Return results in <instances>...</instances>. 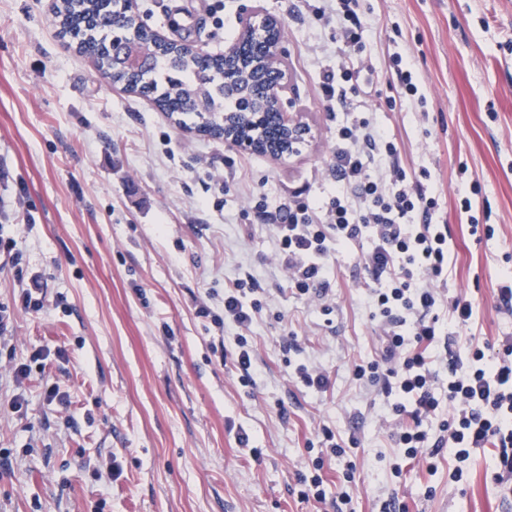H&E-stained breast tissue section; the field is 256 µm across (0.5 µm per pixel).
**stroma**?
<instances>
[{
    "label": "stroma",
    "mask_w": 512,
    "mask_h": 512,
    "mask_svg": "<svg viewBox=\"0 0 512 512\" xmlns=\"http://www.w3.org/2000/svg\"><path fill=\"white\" fill-rule=\"evenodd\" d=\"M174 2L135 0V11L151 30L212 54L251 11L276 18L286 97L310 135L276 160L201 134L101 78L61 36L49 0H0V168L9 173L0 310L10 318L0 453L13 461L0 475V512H336L335 458L320 471L324 502L303 497L299 481L315 471L306 444L323 425L361 440L353 512H379L392 492L407 512H512L493 447L476 450L460 483L448 477L446 448L392 480L386 409L352 377L382 334L365 301L366 244L337 250L326 314L293 297L270 227L277 210L335 196L336 127L373 109L405 169L429 168L436 181V218L451 243L441 293L475 302L466 337L512 334V309L498 297L512 270V0H362L366 70L332 110L321 81L347 59L334 19L304 0H191L195 25L184 34L167 20ZM396 52L421 97L394 108ZM463 189L471 215L495 226L492 240L470 235ZM245 273L266 304L249 335L247 387L232 361L237 328L199 312H221L225 287ZM32 279L43 307L22 303ZM13 363L28 367L22 383ZM298 363L324 371L328 388H298ZM48 377L66 403L45 399Z\"/></svg>",
    "instance_id": "35a3bbf8"
}]
</instances>
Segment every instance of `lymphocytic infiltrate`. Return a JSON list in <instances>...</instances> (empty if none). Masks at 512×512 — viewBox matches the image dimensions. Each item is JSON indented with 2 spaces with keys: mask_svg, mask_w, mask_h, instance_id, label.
<instances>
[{
  "mask_svg": "<svg viewBox=\"0 0 512 512\" xmlns=\"http://www.w3.org/2000/svg\"><path fill=\"white\" fill-rule=\"evenodd\" d=\"M346 48L363 38L359 0H327ZM398 145L364 112L336 128L331 171L336 196L324 208L289 207L273 230L278 256L296 297L324 301L333 248L363 239L370 246L361 261L372 285L368 303L383 331L380 359L357 365L355 380L377 386L398 423L392 438L402 459L449 448L450 476L462 481L476 449L499 450V483H512V336L495 344L466 342L446 360V377L431 369V354L443 331L434 310L448 303V320L468 327L472 301L462 295L442 299L448 282V227L436 223L438 201L429 170L408 176ZM263 310L252 275L224 292V313L215 324L240 329L235 363L244 384H252V349L245 336Z\"/></svg>",
  "mask_w": 512,
  "mask_h": 512,
  "instance_id": "f902f5d3",
  "label": "lymphocytic infiltrate"
}]
</instances>
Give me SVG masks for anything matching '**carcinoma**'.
<instances>
[{"mask_svg":"<svg viewBox=\"0 0 512 512\" xmlns=\"http://www.w3.org/2000/svg\"><path fill=\"white\" fill-rule=\"evenodd\" d=\"M56 14L62 36L72 39L79 52L92 57L103 77L124 85L133 93L154 97L158 106L167 112L199 118L205 112L218 109L242 112L240 92L252 94L258 87V76L254 73L243 80L242 87L228 86L224 75L233 64L224 62V56H212L203 66L191 49L177 42L156 45V54L166 61L168 72L167 80L159 86L155 85L158 71L154 67L131 75L117 69L112 63V44L96 37L95 32L116 28L121 34L115 40L144 43L150 40V30L135 13L116 0H59Z\"/></svg>","mask_w":512,"mask_h":512,"instance_id":"carcinoma-1","label":"carcinoma"}]
</instances>
